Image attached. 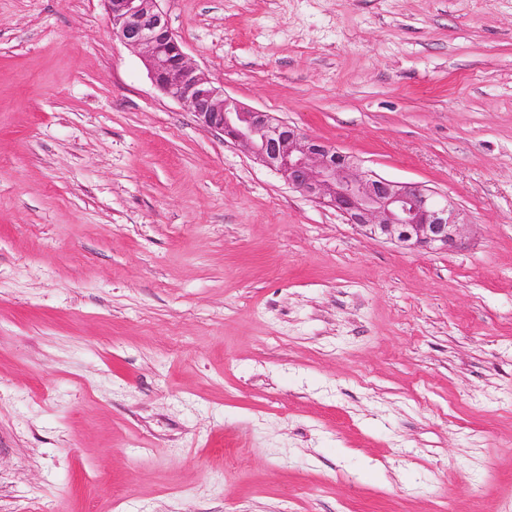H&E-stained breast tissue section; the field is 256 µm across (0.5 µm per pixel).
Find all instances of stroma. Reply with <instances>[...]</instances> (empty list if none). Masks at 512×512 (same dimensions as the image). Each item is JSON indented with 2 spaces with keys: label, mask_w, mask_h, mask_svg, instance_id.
Returning <instances> with one entry per match:
<instances>
[{
  "label": "stroma",
  "mask_w": 512,
  "mask_h": 512,
  "mask_svg": "<svg viewBox=\"0 0 512 512\" xmlns=\"http://www.w3.org/2000/svg\"><path fill=\"white\" fill-rule=\"evenodd\" d=\"M225 92L448 196L365 236L0 0V512H512V0H162Z\"/></svg>",
  "instance_id": "stroma-1"
}]
</instances>
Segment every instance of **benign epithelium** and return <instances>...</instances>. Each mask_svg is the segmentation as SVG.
<instances>
[{
    "mask_svg": "<svg viewBox=\"0 0 512 512\" xmlns=\"http://www.w3.org/2000/svg\"><path fill=\"white\" fill-rule=\"evenodd\" d=\"M113 35L139 52L154 85L204 126L242 147L293 190L375 238L410 248L454 246L465 222L456 205L423 185L386 179L269 112L227 95L194 65L161 0H102Z\"/></svg>",
    "mask_w": 512,
    "mask_h": 512,
    "instance_id": "benign-epithelium-1",
    "label": "benign epithelium"
}]
</instances>
